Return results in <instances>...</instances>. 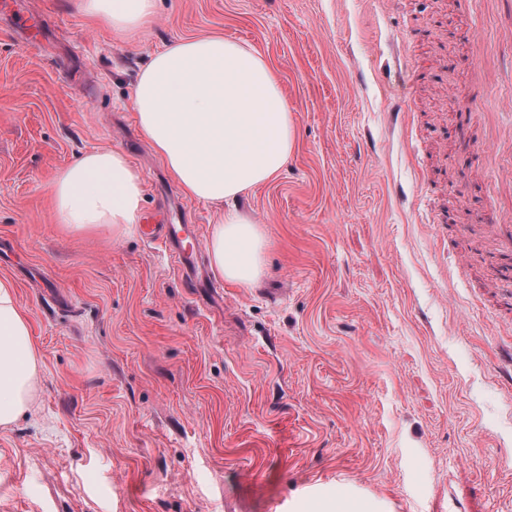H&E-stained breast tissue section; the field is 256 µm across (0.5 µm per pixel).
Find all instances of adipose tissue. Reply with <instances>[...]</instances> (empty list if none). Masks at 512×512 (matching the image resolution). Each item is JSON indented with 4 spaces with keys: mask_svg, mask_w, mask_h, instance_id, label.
<instances>
[{
    "mask_svg": "<svg viewBox=\"0 0 512 512\" xmlns=\"http://www.w3.org/2000/svg\"><path fill=\"white\" fill-rule=\"evenodd\" d=\"M85 15L124 35L147 26L155 0H75ZM141 135L187 197L222 207L208 244L215 275L244 287L263 273L258 224L225 201L276 178L293 149V118L273 71L253 49L221 36L176 40L140 68L132 89ZM46 190L58 221L73 231L137 224L141 176L115 149L86 153ZM39 369L30 316L0 279V427L34 410Z\"/></svg>",
    "mask_w": 512,
    "mask_h": 512,
    "instance_id": "ef3b65f1",
    "label": "adipose tissue"
}]
</instances>
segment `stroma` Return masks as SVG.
Segmentation results:
<instances>
[{
    "mask_svg": "<svg viewBox=\"0 0 512 512\" xmlns=\"http://www.w3.org/2000/svg\"><path fill=\"white\" fill-rule=\"evenodd\" d=\"M0 16V278L28 310L37 405L0 428V512H512V251L481 223L476 108L512 91L467 0H156L130 41L74 0ZM221 35L273 69L294 120L279 177L239 209L264 271L214 305L140 230L63 231L45 185L124 152L141 219L221 211L183 195L140 135L132 86L169 42ZM440 206L423 223L422 196Z\"/></svg>",
    "mask_w": 512,
    "mask_h": 512,
    "instance_id": "35a3bbf8",
    "label": "stroma"
}]
</instances>
